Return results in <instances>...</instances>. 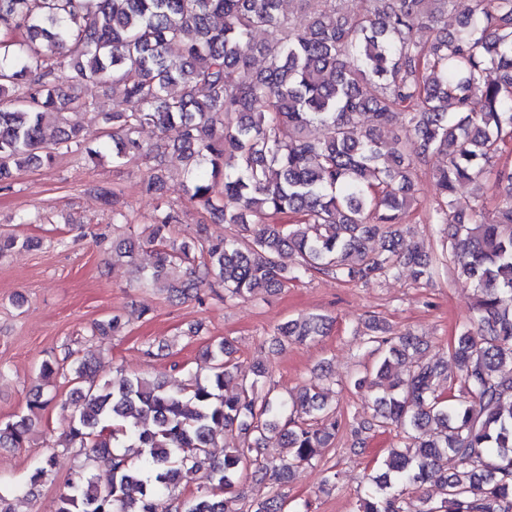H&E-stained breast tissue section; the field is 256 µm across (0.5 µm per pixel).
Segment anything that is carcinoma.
Masks as SVG:
<instances>
[{
  "mask_svg": "<svg viewBox=\"0 0 512 512\" xmlns=\"http://www.w3.org/2000/svg\"><path fill=\"white\" fill-rule=\"evenodd\" d=\"M299 2L303 18L294 20L282 0H0V182L23 166L49 169L65 150L92 163L149 158L142 189L155 194L166 155H181L186 200L208 218L187 241L174 234L181 215L169 202L140 233L114 211L112 262L135 267L141 288L164 283L171 299L203 304L317 275L369 283L405 268L416 281L432 278L429 253L402 251V218L416 171L428 154L444 155L436 223L446 260L476 292L450 349L461 389L442 386L430 359L398 372L423 340L368 319L362 343L377 360L355 387L375 376V427L398 429L403 447L362 486L356 512H408L405 492L431 482L439 498L422 494L419 512H512V166L496 167L491 189H506V199L495 219L455 202L463 183L485 190V173L512 143V0H365L353 17L342 0ZM251 52L265 57L263 68H252ZM87 81L112 91V108L96 112L106 134L94 146L65 127L66 112L90 108L76 93ZM398 116L415 140L389 148L381 132ZM146 126L159 131L149 145ZM211 224L238 230L215 237ZM376 237L378 250L368 246ZM41 243L0 233V256ZM146 249L149 266L139 263ZM328 329L326 317L309 315L277 326L273 340L304 344ZM122 330L114 316L91 336ZM236 353L227 337L209 343L211 373L177 389L146 377L100 383L92 360L70 350L43 360L40 378L66 372L73 383L68 442L92 449L57 512H230L247 467L281 482L316 460L342 429L326 392L313 384L283 397L265 366L240 375ZM232 382L236 392L224 395ZM53 400L30 392L27 413L0 420V447H22ZM233 432L241 446L214 458L216 436ZM271 435L282 448L272 468L261 453ZM100 456L110 461L104 487L91 472ZM54 467L55 455L45 456L30 485ZM183 481L199 482L197 494H179ZM255 512L310 505L291 506L273 489Z\"/></svg>",
  "mask_w": 512,
  "mask_h": 512,
  "instance_id": "1",
  "label": "carcinoma"
}]
</instances>
